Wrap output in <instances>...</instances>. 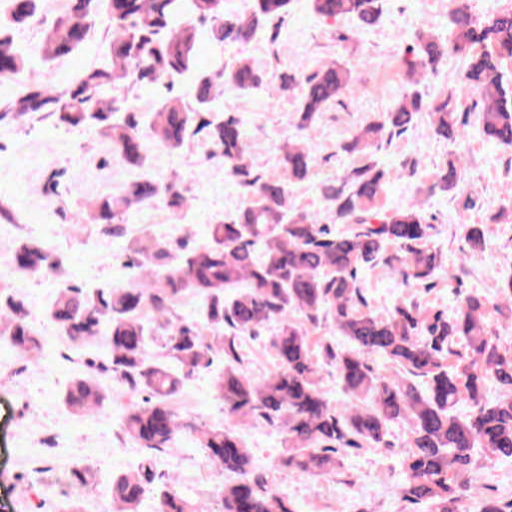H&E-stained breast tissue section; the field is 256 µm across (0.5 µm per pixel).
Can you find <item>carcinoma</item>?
<instances>
[{
	"instance_id": "obj_1",
	"label": "carcinoma",
	"mask_w": 512,
	"mask_h": 512,
	"mask_svg": "<svg viewBox=\"0 0 512 512\" xmlns=\"http://www.w3.org/2000/svg\"><path fill=\"white\" fill-rule=\"evenodd\" d=\"M41 0H8L9 20L0 24V80L21 75L28 58L17 50L11 26L37 21ZM292 0H252L247 16L224 14V0H68L66 11L51 25L38 51L51 63L81 49L99 26L111 33L110 65L92 67L65 87L33 83L16 97L0 99V126L18 123L45 112L63 125L90 130L110 142L112 153L126 165L147 168L150 144L180 149L187 140L203 136L221 149L224 165L240 179L248 198L228 223L213 224L211 243L200 250L145 236L133 243L136 267L151 273L129 288L87 291L75 284L59 287L50 318L75 345L99 336L109 324L112 361L105 367L118 381L143 395L124 416L126 433L143 455L130 473L112 480V500L122 512H134L144 494L158 496V512H206L173 486L172 478L157 469L155 453L172 449L180 432L197 435L198 447L232 480L220 492L224 512H296L292 503L257 472L254 457L232 428H200L181 418L171 406L182 381L211 367L216 355L240 363L237 339L254 336L271 321L279 323L270 341L278 365L260 381L230 367L214 383L216 395L231 416L262 419L280 428L288 450L281 467L288 472L322 475L336 470L346 448L381 444L388 426L411 425L410 451L405 456L401 499L426 512H512L502 503L480 495L470 477L474 449L489 458L512 459V349L501 346L487 330L488 301L477 291L468 294L450 315L431 312L418 304L396 305L381 317L370 308L358 286L357 273L383 260L406 284L428 285L446 274L432 246L433 225L423 202L415 200L390 214L375 210V201L391 178L379 166L374 150L426 113L432 133L445 140L462 136L463 120L456 101L475 95L481 103L484 139L498 148H512V85L503 62L512 59V12L474 17L461 3L450 20V40L429 33L418 36L410 49L415 60L406 71L405 86L381 122L358 128L344 151L360 159V166L341 175L325 189L338 224L352 228L336 233L319 217L289 207V186L307 179L314 157L299 141L288 143L279 164L281 176L252 175L254 162L241 124L218 113L214 102L224 91L263 87L274 98L301 84L304 92L297 112L299 128L313 123L316 114L352 89L350 71L336 62L300 77L283 73L265 82L259 70L243 60L213 70L198 65V29L209 23L220 42H247L273 20L284 19ZM321 17L350 16L363 28L376 25L383 0H312ZM462 60L457 92L426 102L418 86L435 74L448 51ZM190 76L183 94L174 85ZM148 88L159 95V107L147 125L135 120L129 91ZM465 158L458 155L442 164L427 193L447 194L460 180ZM157 199L178 210L188 199L175 179L150 176L126 188L120 197L89 200L76 223L102 225L108 236L129 223L130 210ZM465 239L472 257L484 251L486 228L466 225ZM265 243L257 256L254 246ZM16 269L37 273L58 267L53 256L35 242L16 251ZM237 289L227 298L224 291ZM186 291L205 299V323L172 321L171 308ZM153 314L148 327L143 311ZM332 318L336 331L355 344L350 351L327 349L329 363L354 399L341 414L323 390L322 365L314 354L309 329L320 315ZM26 303L0 292V336L22 352L41 348ZM163 337L162 355L175 362V374L146 357L151 333ZM460 346L462 351L454 350ZM380 354L396 369L395 377L375 373L366 363ZM456 362L451 364V357ZM75 377L65 404L82 412L110 403L91 374ZM499 395L490 399L486 383ZM469 405L464 417L456 414L461 402Z\"/></svg>"
}]
</instances>
